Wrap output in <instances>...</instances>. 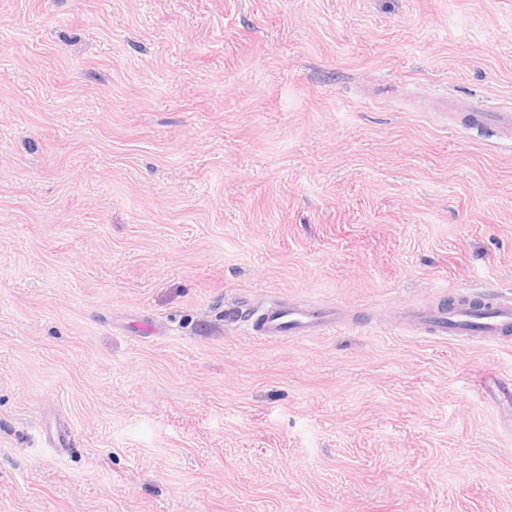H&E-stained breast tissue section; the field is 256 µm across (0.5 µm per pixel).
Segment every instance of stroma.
<instances>
[{
    "instance_id": "stroma-1",
    "label": "stroma",
    "mask_w": 512,
    "mask_h": 512,
    "mask_svg": "<svg viewBox=\"0 0 512 512\" xmlns=\"http://www.w3.org/2000/svg\"><path fill=\"white\" fill-rule=\"evenodd\" d=\"M439 98L512 112V0H0V512H512V338L406 320L512 289ZM252 316L253 331L262 339L311 336L341 324L336 309L329 307L269 305Z\"/></svg>"
}]
</instances>
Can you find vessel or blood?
Masks as SVG:
<instances>
[{
  "instance_id": "obj_1",
  "label": "vessel or blood",
  "mask_w": 512,
  "mask_h": 512,
  "mask_svg": "<svg viewBox=\"0 0 512 512\" xmlns=\"http://www.w3.org/2000/svg\"><path fill=\"white\" fill-rule=\"evenodd\" d=\"M479 123L492 125L501 140L512 142L511 112H480ZM413 324L427 334L445 338H476L496 343L512 335V291L493 288L479 298L456 297L415 310ZM335 309L315 306L270 305L256 312L253 331L259 338L309 336L339 326Z\"/></svg>"
}]
</instances>
